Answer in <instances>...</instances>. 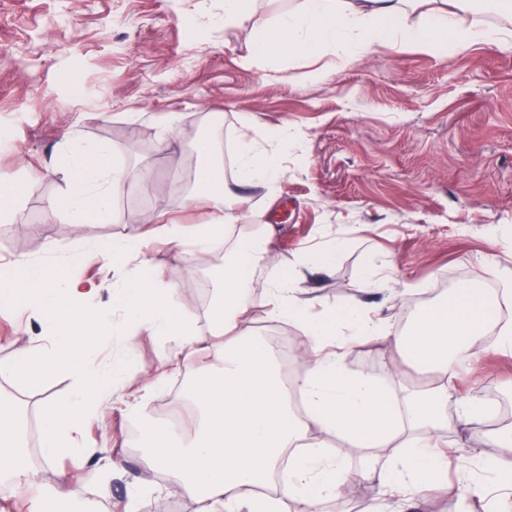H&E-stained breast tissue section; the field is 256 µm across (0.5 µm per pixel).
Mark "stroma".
<instances>
[{
    "label": "stroma",
    "mask_w": 512,
    "mask_h": 512,
    "mask_svg": "<svg viewBox=\"0 0 512 512\" xmlns=\"http://www.w3.org/2000/svg\"><path fill=\"white\" fill-rule=\"evenodd\" d=\"M299 0H258L249 22L224 23V0H0V189L20 186L8 218L0 219V263L17 257L77 256L75 277L91 283L92 308L110 306L114 272L82 250L86 237L118 239L147 231L141 214L164 211L179 224H204L207 210L188 207L200 153L196 127L219 118L225 143L213 156L233 163L242 119H250L257 146L277 152L284 174L277 193L248 190L233 229L248 242L255 224L277 228L267 260L254 276L263 294L283 258L296 262L299 298L311 311L381 308L390 334L407 330L409 305L427 309L443 297L436 284L457 288L512 289V255L495 240L512 237V50L476 44L463 51L408 50L381 46L369 57L337 66L333 59L251 55L255 33L278 11ZM327 70L322 81L305 73ZM180 121L168 145L159 142L170 113ZM289 128L288 143L272 132ZM106 145L112 166L149 170L155 192L139 183L112 196L115 222L78 223L56 201L71 183L69 137ZM344 247L328 267L319 254L335 241ZM224 254L211 250L188 258L184 249L155 243L150 259L184 295L201 338L194 353L175 354L173 342L135 328L128 342L103 339L95 361L128 353L125 387L115 389L78 438L90 450L83 459L46 464L40 454L41 401L67 397L72 380L55 373L34 383L0 385V399L22 400L31 414L28 467L34 500L46 506L90 512H123L130 486L144 487L139 512H202L176 480L141 464L142 440L134 434V407L154 418L184 413L181 429L193 437L199 415L188 388L214 361L210 307L193 297L199 275H212ZM380 266L391 290L363 287L367 264ZM50 328L20 308L0 302V364L46 344ZM351 375L367 373L393 393L424 382L391 339L361 341L345 352ZM165 372L164 384L144 389L147 373ZM495 395L486 422H456L460 405ZM512 404V354L485 351L461 364L448 385L454 423L441 439L448 450L453 491L412 501L393 499L388 512H493L484 473L474 491L457 476L478 450L501 454L493 436ZM388 448L353 451L347 458V490L324 500L320 512H364L375 490L371 469L385 466ZM118 470L102 469L105 459ZM79 484L83 499L68 493Z\"/></svg>",
    "instance_id": "1"
}]
</instances>
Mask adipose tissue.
<instances>
[{"instance_id":"ef3b65f1","label":"adipose tissue","mask_w":512,"mask_h":512,"mask_svg":"<svg viewBox=\"0 0 512 512\" xmlns=\"http://www.w3.org/2000/svg\"><path fill=\"white\" fill-rule=\"evenodd\" d=\"M462 0H300L280 12L256 42L261 53L306 56L331 53L343 64L388 45L402 51H440L475 43L512 48V32L465 24L455 7ZM423 9L425 22L408 26L401 19ZM73 179L56 206L96 222L112 219L113 192L126 178L111 166L103 148L69 152ZM283 169L276 153L257 150L241 140L235 160L239 186L257 183L276 188ZM224 168L214 165L186 202L216 208L208 224H167L161 214L148 218L154 236L201 251L224 246L220 296L213 302L210 334L221 342L216 361L196 383L191 400L202 412L200 429L185 439L177 426L145 416L140 420L147 470L172 475L182 492L207 503L208 512H282L284 501L302 512H317L321 501L346 488L345 460L356 448H392L391 464L375 470V501L369 512H382L386 501L401 495L436 493L444 488V466L435 436L448 430V381L456 362L493 347L512 352V324L496 317L494 301L461 290L454 301L422 312L394 344L416 366L438 376L414 399L398 405L392 394L368 375L353 376L343 367L345 349L362 339L385 336V321L369 307L311 313L299 301L298 282L283 260L280 273L263 295L255 297L253 274L265 261L274 238L271 225H260L245 245L230 244L228 228L240 219L222 190ZM150 238L140 234L110 241L88 240L86 251L103 263L146 259ZM73 258L39 264L18 258L0 265V299L27 306L51 329L47 345L20 351L0 367V377L35 382L64 372L75 386L63 401L42 406L41 455L46 463L79 458L86 449L77 438L80 425L97 415L104 399L122 385L126 357L95 363L91 348L107 336H126L136 325L173 341L179 351L192 350L197 338L189 321V300L178 289L163 287L160 276L128 273L112 292V306L90 310L89 289L72 276ZM267 318L291 324L307 345L308 358L290 382H282L275 352L251 335L245 319L255 307ZM304 406L296 416L291 393ZM313 441H305L308 428ZM288 462V482L274 495L265 491L281 462ZM31 489L19 440L16 409L0 401V494L26 496Z\"/></svg>"}]
</instances>
